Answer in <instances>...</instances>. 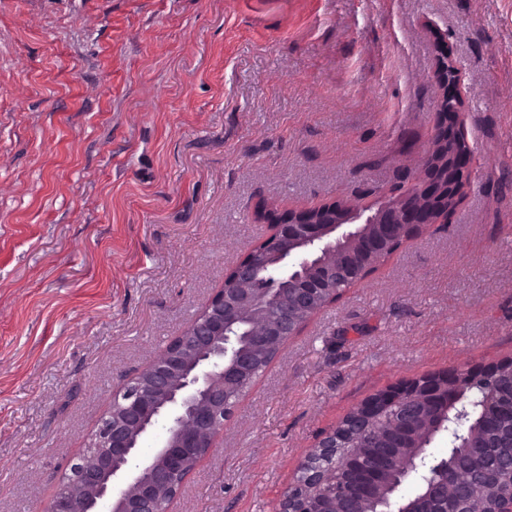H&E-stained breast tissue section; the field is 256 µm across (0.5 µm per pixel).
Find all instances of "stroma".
<instances>
[{
  "mask_svg": "<svg viewBox=\"0 0 512 512\" xmlns=\"http://www.w3.org/2000/svg\"><path fill=\"white\" fill-rule=\"evenodd\" d=\"M439 33L462 199L288 340L171 512H279L352 408L512 359V0H0V512H45L259 209L420 172Z\"/></svg>",
  "mask_w": 512,
  "mask_h": 512,
  "instance_id": "35a3bbf8",
  "label": "stroma"
}]
</instances>
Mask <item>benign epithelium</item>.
<instances>
[{
	"label": "benign epithelium",
	"mask_w": 512,
	"mask_h": 512,
	"mask_svg": "<svg viewBox=\"0 0 512 512\" xmlns=\"http://www.w3.org/2000/svg\"><path fill=\"white\" fill-rule=\"evenodd\" d=\"M437 49V77L446 91L432 147L411 187L390 192L373 208L334 201L281 213L260 210L257 218L273 229L261 241L264 252L250 250L192 323L113 396L91 444L54 495L50 512H169L212 448V438L233 418L261 360L276 357L301 332L348 271L367 276L376 260L411 230L448 223L453 212L448 198L454 196L459 177L472 175V169L469 150L459 147L456 116L461 101L450 91L456 79L445 38H437ZM355 224H369L373 232L362 238L358 249L343 251L342 264L325 263L324 255L336 250L337 241L351 237ZM279 263L287 282L281 286L269 280L266 287H256L260 268ZM245 312L263 317L266 326L260 336L246 335V345L238 348L233 333L245 324ZM458 378L457 370L434 373L385 390L381 399L403 404L414 417L423 404H446ZM166 414L173 420L166 443L151 458L137 459L140 441L153 421ZM335 439L333 432L325 436L300 470L311 468L316 456L334 451ZM373 478L374 471H367L359 484L333 487L334 495L365 494ZM280 512H332L331 501L320 491L289 494Z\"/></svg>",
	"instance_id": "benign-epithelium-1"
}]
</instances>
